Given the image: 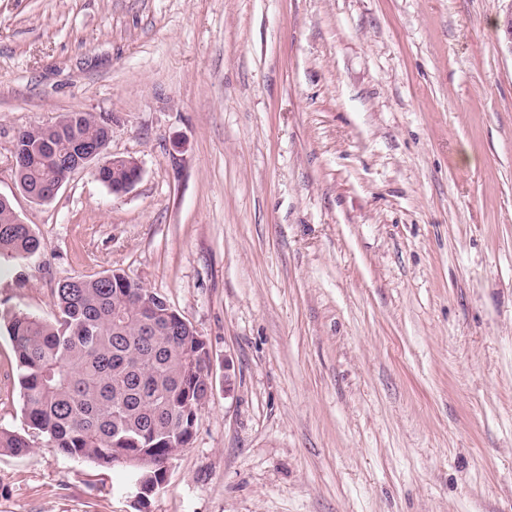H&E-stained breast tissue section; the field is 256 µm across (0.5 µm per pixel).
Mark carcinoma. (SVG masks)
<instances>
[{"instance_id": "1", "label": "carcinoma", "mask_w": 512, "mask_h": 512, "mask_svg": "<svg viewBox=\"0 0 512 512\" xmlns=\"http://www.w3.org/2000/svg\"><path fill=\"white\" fill-rule=\"evenodd\" d=\"M112 119L67 112L62 122L19 132L16 154L22 189L48 199L71 172L73 143L99 149L94 176L112 183L125 172L112 165ZM45 243L0 201V258L18 264ZM51 321L1 311L10 337L22 412L45 447L103 469L126 467L140 497L164 481L158 467L186 447L213 378L202 358L206 341L165 297L115 272L70 277L53 291ZM24 436L0 430V449L22 456Z\"/></svg>"}]
</instances>
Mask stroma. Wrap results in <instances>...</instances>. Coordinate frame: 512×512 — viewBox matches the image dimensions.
<instances>
[{
    "instance_id": "stroma-1",
    "label": "stroma",
    "mask_w": 512,
    "mask_h": 512,
    "mask_svg": "<svg viewBox=\"0 0 512 512\" xmlns=\"http://www.w3.org/2000/svg\"><path fill=\"white\" fill-rule=\"evenodd\" d=\"M512 0H0V311L117 270L203 336L164 484L46 448L0 332V512H512ZM111 117L140 181L37 202L18 129ZM4 197H0V200ZM16 213V212H15ZM9 202L0 201V258L22 264L45 248L29 224H24Z\"/></svg>"
}]
</instances>
